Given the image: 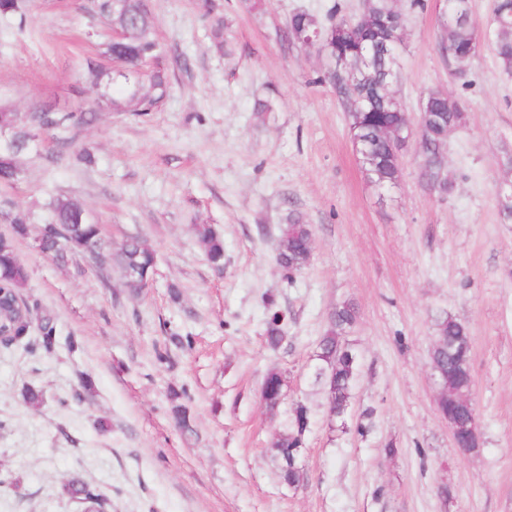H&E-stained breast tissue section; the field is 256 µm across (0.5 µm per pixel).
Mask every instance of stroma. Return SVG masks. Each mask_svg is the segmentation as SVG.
I'll use <instances>...</instances> for the list:
<instances>
[{
  "mask_svg": "<svg viewBox=\"0 0 512 512\" xmlns=\"http://www.w3.org/2000/svg\"><path fill=\"white\" fill-rule=\"evenodd\" d=\"M333 1L265 0L250 14L239 0H149L169 86L143 116L98 109L90 86L71 93L110 39L90 0H25L24 16H0V105L23 112L53 98L97 110L91 125L40 135L13 185L0 186V209L30 216L25 236L1 222L0 236L28 271L32 309L27 334L0 346V512H82L64 490L72 479L108 512H512V221L499 211L512 183V73L483 42L465 78L450 76L437 50L445 0H396L404 40L393 90L409 121L431 90L466 112L447 138L450 195L424 186L413 142L399 183L376 188L321 80L331 60L286 36L293 14L321 21ZM220 21L229 56L213 43ZM267 99L273 111H257ZM85 148L89 166L76 158ZM57 196L81 201L100 225L102 260L36 249ZM292 219L310 226L312 256L290 277L277 253ZM205 225L224 241L223 269L206 257ZM131 237L156 255L139 293L113 258ZM346 301L358 309L349 340L360 371L341 426L314 369ZM275 313L276 348L266 341ZM448 314L471 336L479 437L466 454L437 412L431 350ZM272 370L287 382L273 413L260 398ZM31 388L41 406L27 402ZM299 404L310 429L304 480L291 487L274 444Z\"/></svg>",
  "mask_w": 512,
  "mask_h": 512,
  "instance_id": "obj_1",
  "label": "stroma"
}]
</instances>
